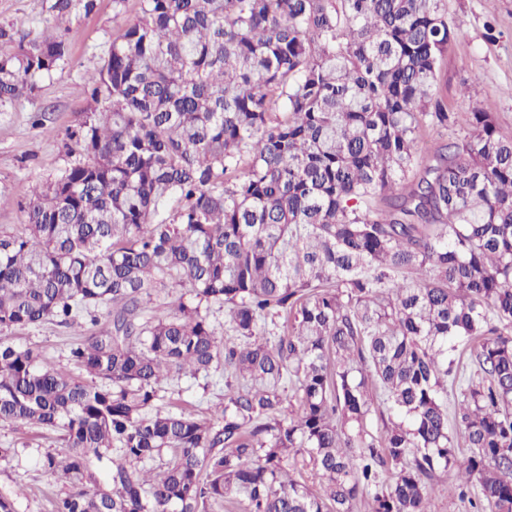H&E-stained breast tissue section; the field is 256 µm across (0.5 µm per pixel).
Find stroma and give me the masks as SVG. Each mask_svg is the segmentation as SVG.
Masks as SVG:
<instances>
[{
    "label": "stroma",
    "mask_w": 512,
    "mask_h": 512,
    "mask_svg": "<svg viewBox=\"0 0 512 512\" xmlns=\"http://www.w3.org/2000/svg\"><path fill=\"white\" fill-rule=\"evenodd\" d=\"M52 2L0 0V27L9 29L21 20L25 31L39 35ZM448 15L458 37L443 57L437 87L459 122L435 131L432 142L463 138L468 113L480 108L494 113L501 133L512 135V0H448ZM135 16L129 2L94 0L88 10L82 0H75L65 35V62L39 81L33 95L0 106V195L9 200L0 207V229L20 230L32 187L54 179L68 166L69 135L83 120L88 104L84 78L103 66L117 29ZM86 333V327L54 322L8 331L14 344L38 347L45 359L66 370L71 367V346ZM227 377V371L217 368L206 376L164 381L163 405L209 418L224 399ZM61 445L59 430L0 423V448L13 451L0 461V495L13 498L15 512H55L63 488L43 473L39 458Z\"/></svg>",
    "instance_id": "35a3bbf8"
}]
</instances>
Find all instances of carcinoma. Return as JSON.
<instances>
[{"instance_id":"obj_1","label":"carcinoma","mask_w":512,"mask_h":512,"mask_svg":"<svg viewBox=\"0 0 512 512\" xmlns=\"http://www.w3.org/2000/svg\"><path fill=\"white\" fill-rule=\"evenodd\" d=\"M136 2L85 80L74 161L0 230V329L94 327L77 375L0 336V422L65 431L41 459L56 512H433L438 471L512 512V137L477 110L417 159L458 122L436 91L448 0ZM0 40V106L66 58ZM158 286L190 300L142 323ZM220 362L244 384L212 418L160 405Z\"/></svg>"}]
</instances>
